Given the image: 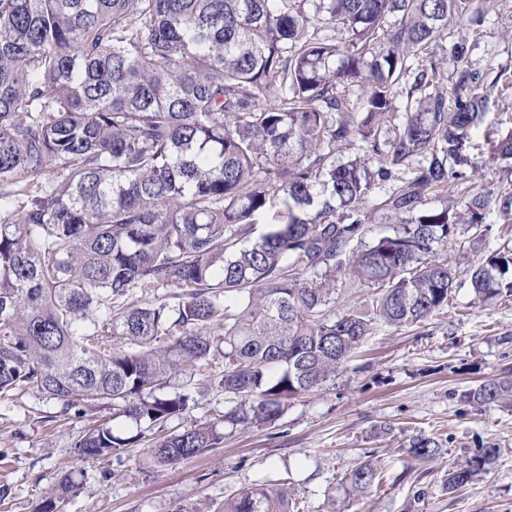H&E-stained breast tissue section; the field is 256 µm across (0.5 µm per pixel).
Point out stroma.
I'll return each instance as SVG.
<instances>
[{"label": "stroma", "instance_id": "stroma-1", "mask_svg": "<svg viewBox=\"0 0 512 512\" xmlns=\"http://www.w3.org/2000/svg\"><path fill=\"white\" fill-rule=\"evenodd\" d=\"M468 32L470 67L485 78L490 98L482 128L470 140L472 192L497 189L503 173L491 159L490 139L512 134V96L490 88L512 75V0H495ZM512 368V297L481 304L458 288L447 310L402 328L377 327L321 387L291 399L272 425L228 431L221 448L171 468L154 466L146 445L122 459L81 461L74 444L90 422L113 417L111 405L80 418L58 417V406L35 390H17L0 403V512H36L61 474L75 481L65 512H219L225 499L276 477L288 478L304 512H512V403L478 406L463 391ZM213 355L195 380L191 416L170 420L172 433L192 418L219 419L229 402L212 389L221 373ZM389 424L390 435L376 434ZM435 436L443 457L422 462L404 444L416 433ZM499 457L464 488L448 492L444 474L485 444ZM374 460L387 481L383 493L357 495L343 478L359 461Z\"/></svg>", "mask_w": 512, "mask_h": 512}]
</instances>
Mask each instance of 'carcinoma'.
Returning <instances> with one entry per match:
<instances>
[{
	"mask_svg": "<svg viewBox=\"0 0 512 512\" xmlns=\"http://www.w3.org/2000/svg\"><path fill=\"white\" fill-rule=\"evenodd\" d=\"M474 0H0V402L31 387L78 417L108 420L77 440L86 461L114 456L196 405L211 383L234 399L231 429L272 424L288 400L336 375L376 325L418 324L461 287L441 251L461 230L486 237L488 197L466 184L468 143L489 110L468 36L450 47L452 87L434 61L448 19ZM324 23L319 30L312 22ZM347 33L337 46L336 27ZM358 90L350 98V88ZM402 122L383 138L398 98ZM360 140L371 155L346 161ZM512 159V134L491 142ZM417 157L426 164L412 165ZM54 169L59 179L45 174ZM378 181L395 222L371 241ZM430 195L442 205L427 208ZM274 228L239 247L248 225ZM476 297H512V248L467 270ZM371 285L336 311V283ZM143 288L164 290L152 301ZM463 398H512V372ZM208 419L151 444L159 467L220 447ZM442 444L419 432L408 453ZM500 454L488 444L448 468L456 491ZM382 489L380 465L346 475ZM59 478L37 512H58ZM221 512H301L279 481L245 488Z\"/></svg>",
	"mask_w": 512,
	"mask_h": 512,
	"instance_id": "obj_1",
	"label": "carcinoma"
}]
</instances>
